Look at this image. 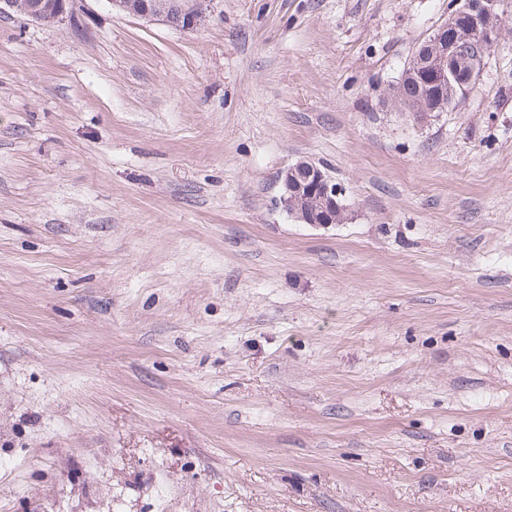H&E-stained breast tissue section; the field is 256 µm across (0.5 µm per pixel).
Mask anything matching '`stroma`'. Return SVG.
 <instances>
[{
	"mask_svg": "<svg viewBox=\"0 0 512 512\" xmlns=\"http://www.w3.org/2000/svg\"><path fill=\"white\" fill-rule=\"evenodd\" d=\"M448 3L0 18V512H512V14L388 101ZM451 4L448 20L435 30L415 52L408 64L411 74H415L413 76L425 82L426 86L439 89L440 97L433 101L431 108L406 109L401 104L400 98L404 104L412 108L416 104L429 106L434 93H432L433 87H426L421 81L417 83L410 80V77L406 76L407 68H404L399 82L394 87L400 98L394 90H391L389 96L391 104L401 112H413V115L419 114L415 112H442L447 107V102L443 98L445 92L448 94L447 112L456 108L476 88L480 74L475 73L471 82L462 87L456 85L451 94L448 87L461 83L471 71L484 66L485 54L489 58L494 50L488 51L482 42L488 46H494L500 39L498 11L501 2L499 0H463ZM448 27L454 29L451 40L448 38ZM480 37L482 42L477 41ZM472 41L474 42L466 48V54L473 57L479 52L483 54L482 57L464 58L462 56V46ZM283 204L304 224H336L345 219L341 193L320 168L305 161L297 162L282 174ZM337 199V201H336ZM336 203L340 208L336 207Z\"/></svg>",
	"mask_w": 512,
	"mask_h": 512,
	"instance_id": "1",
	"label": "stroma"
}]
</instances>
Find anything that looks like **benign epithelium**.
<instances>
[{
  "label": "benign epithelium",
  "instance_id": "7a95c632",
  "mask_svg": "<svg viewBox=\"0 0 512 512\" xmlns=\"http://www.w3.org/2000/svg\"><path fill=\"white\" fill-rule=\"evenodd\" d=\"M83 0H0V17L20 15L35 23H62ZM112 9L144 20H161L182 31L196 30L207 20L213 0H109ZM500 0H456L448 20L418 49L408 67L427 86L445 93L485 57L465 58L462 46L482 39L494 46L500 39ZM283 204L304 224H332L340 192L320 168L300 161L282 174Z\"/></svg>",
  "mask_w": 512,
  "mask_h": 512
}]
</instances>
